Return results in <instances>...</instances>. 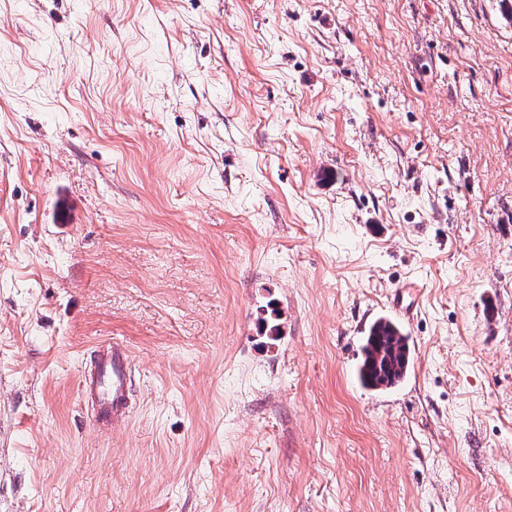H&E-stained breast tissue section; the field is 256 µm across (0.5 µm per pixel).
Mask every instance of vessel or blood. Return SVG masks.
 I'll use <instances>...</instances> for the list:
<instances>
[{
	"mask_svg": "<svg viewBox=\"0 0 512 512\" xmlns=\"http://www.w3.org/2000/svg\"><path fill=\"white\" fill-rule=\"evenodd\" d=\"M93 371L82 374L80 391L93 406L97 432L127 426L132 418L133 360L127 345L114 340L98 344Z\"/></svg>",
	"mask_w": 512,
	"mask_h": 512,
	"instance_id": "obj_1",
	"label": "vessel or blood"
}]
</instances>
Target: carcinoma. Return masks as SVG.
<instances>
[{
  "label": "carcinoma",
  "instance_id": "obj_1",
  "mask_svg": "<svg viewBox=\"0 0 512 512\" xmlns=\"http://www.w3.org/2000/svg\"><path fill=\"white\" fill-rule=\"evenodd\" d=\"M408 337L389 320H379L370 327L363 345L358 379L367 389L399 385L409 364Z\"/></svg>",
  "mask_w": 512,
  "mask_h": 512
}]
</instances>
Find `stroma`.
Wrapping results in <instances>:
<instances>
[{
  "label": "stroma",
  "mask_w": 512,
  "mask_h": 512,
  "mask_svg": "<svg viewBox=\"0 0 512 512\" xmlns=\"http://www.w3.org/2000/svg\"><path fill=\"white\" fill-rule=\"evenodd\" d=\"M0 512H512L503 0H0ZM408 337L389 320H379L370 327L363 345L358 379L367 389L399 385L409 364ZM95 353V370L81 375L80 391L92 403V425L102 434L131 421L133 360L127 345L115 339L98 344Z\"/></svg>",
  "instance_id": "35a3bbf8"
}]
</instances>
